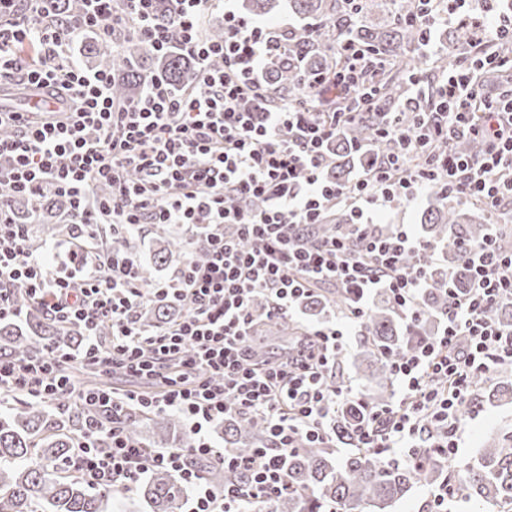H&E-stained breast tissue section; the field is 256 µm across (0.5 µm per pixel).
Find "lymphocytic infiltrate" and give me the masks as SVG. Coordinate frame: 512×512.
I'll return each instance as SVG.
<instances>
[{"label": "lymphocytic infiltrate", "mask_w": 512, "mask_h": 512, "mask_svg": "<svg viewBox=\"0 0 512 512\" xmlns=\"http://www.w3.org/2000/svg\"><path fill=\"white\" fill-rule=\"evenodd\" d=\"M217 2L169 0L163 16L157 0H89L82 17L46 22L40 0H25L21 9L0 0V85L62 104L58 117L40 123L17 109L0 110V321L19 317L12 303L19 287L52 319L85 331L78 349L52 344L30 358L1 357L0 393L44 404L62 396L82 402L76 469L92 486L129 491L163 469L191 491L190 512H262L288 490L290 452L335 447L329 422L355 395L332 369L349 332L363 328L374 292H384L407 322L422 315L428 280L421 258L435 256L436 246L406 224L380 234L364 222V205L438 189L501 211L512 200V94L480 102L472 73L485 62L475 57L446 75L440 102L428 111L412 118L399 106L378 113L377 133L395 151L373 150L363 175L339 186L324 175L325 145L358 119L357 110L322 111L317 76L307 80V98L270 102L261 69L276 34L228 10L223 39L203 40L199 31ZM87 30L107 43L133 32L154 53L176 49L194 57L199 71L180 88L156 78L139 97L117 101L109 72H88L73 60L71 43ZM215 58L222 68L211 67ZM460 137L482 142L483 152L456 153ZM440 143L445 152L437 151ZM102 183L111 188L105 198L94 192ZM18 195L35 205L48 195L67 199V221L83 246L33 249L26 225L12 218ZM244 198L251 209L239 207ZM330 201L350 212L351 223L328 239L304 236ZM147 224L192 229L187 245L205 251V261L188 260L171 279L143 284L138 254L110 250L101 230L132 236ZM252 239L258 248L246 249ZM459 249L471 288L463 296L449 292L439 333L393 362L399 399L368 411L356 428L360 447L391 461L423 451L456 456L457 412L475 376L512 365V330L489 315L512 299V250L493 234ZM62 253L74 264L51 271L48 256ZM326 283L344 305L304 325L306 339L292 352L252 360L258 315L292 313ZM185 298L191 307L175 322L140 323L147 304ZM104 324L105 342L97 333ZM87 369L137 378L145 387L88 386L77 377ZM140 412L182 417L194 436L190 447L148 452L129 441L123 422ZM231 413L262 418L273 446L215 447L206 429ZM194 456L248 474V486L211 488L190 465Z\"/></svg>", "instance_id": "1"}]
</instances>
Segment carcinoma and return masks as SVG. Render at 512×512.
<instances>
[{"label": "carcinoma", "instance_id": "carcinoma-1", "mask_svg": "<svg viewBox=\"0 0 512 512\" xmlns=\"http://www.w3.org/2000/svg\"><path fill=\"white\" fill-rule=\"evenodd\" d=\"M441 0H242L245 17L264 18L287 10L297 24L281 39L283 50L273 51L264 66L266 84L275 98H299L306 94L304 76L321 74L327 78L343 71L347 48L359 49L380 63L371 86L350 92L349 101L367 113L360 123L349 126L345 134L331 141L327 150L333 162L326 173L332 182L344 185L355 180L366 161L364 148L376 140L370 112H379L409 98L412 79L418 77L412 53L423 41L425 30L408 26L400 18L425 8L440 10ZM80 0H43L42 12L50 17L77 16ZM374 10L390 15V24L378 28L368 22ZM86 65L112 74V95L118 100L136 98L144 85L163 77L175 86L188 82L198 70V63L179 54L153 55L144 42L125 37L118 49L91 39ZM435 204L422 213L423 237L443 250L440 262L427 263L428 288L421 294L423 315L412 327L399 321L389 299L378 296L368 310L362 336L359 365L369 373L370 384L360 396L338 406L332 420L337 441L350 446L340 456L333 448H298L288 455L286 478L288 491L271 504V512H391L416 485L446 483L461 498L477 505L512 506V433L495 434L484 441L475 460L456 469L433 453L422 452L409 462L385 459L376 450L353 446L352 428L364 408L390 401L394 393L390 358L400 356L415 344V337L428 336L433 315L447 305V289L466 291L470 275L460 253V241H479L486 234V224L469 209L465 201L432 192ZM62 204L48 199L41 203L37 224L30 237L47 242L71 235L72 226L61 223ZM351 215L340 207L329 210L326 222L315 233L328 236L339 224H348ZM173 251L157 245L152 263L140 266V278L152 282L154 271L169 265ZM15 306L26 311L25 323L0 324V355L23 358L40 352L45 345L67 343L80 346L84 331L78 326L54 322L41 308L30 303L27 294L13 292ZM340 295L313 291L301 303V310L311 317H321ZM189 303L156 304L144 309L142 321L148 327L174 320L184 314ZM492 319L507 328L512 326V303L505 301L490 313ZM260 333L291 336L297 333L292 318L262 319ZM512 401V381L493 386L482 377L475 380L470 401L460 411L465 416L485 405L496 406ZM70 410L68 419L43 406L27 404L0 410V512H110L117 488H94L73 476L76 434L82 424V411L69 397L56 400ZM152 424L159 430L155 444L160 448H187L190 439L180 417L158 414ZM143 415L131 414L124 423L127 437L144 444L141 428ZM226 443L240 451L271 444L264 422L258 417L229 416L224 420ZM194 466L208 480L224 484V468L212 460L198 458ZM136 496L147 512H182L188 490L169 472L152 473L136 488Z\"/></svg>", "mask_w": 512, "mask_h": 512}]
</instances>
